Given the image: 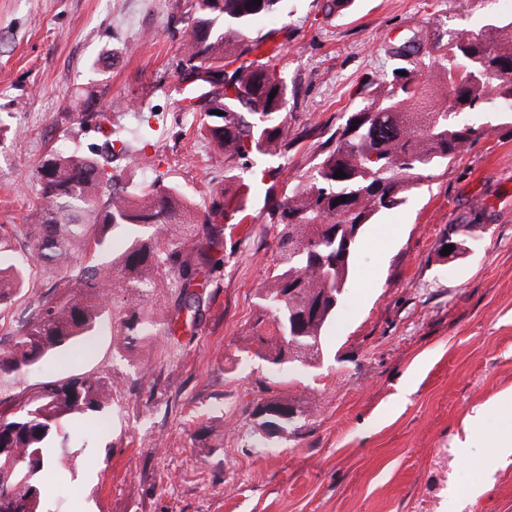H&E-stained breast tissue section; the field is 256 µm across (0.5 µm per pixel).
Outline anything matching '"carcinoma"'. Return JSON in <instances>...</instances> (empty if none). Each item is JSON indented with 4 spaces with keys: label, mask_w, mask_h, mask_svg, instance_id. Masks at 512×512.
<instances>
[{
    "label": "carcinoma",
    "mask_w": 512,
    "mask_h": 512,
    "mask_svg": "<svg viewBox=\"0 0 512 512\" xmlns=\"http://www.w3.org/2000/svg\"><path fill=\"white\" fill-rule=\"evenodd\" d=\"M281 2L192 3L194 26L177 64L180 78L189 80L190 103L179 111L199 115L226 182L239 179L249 155L283 156L296 141L288 129V85L273 64L280 46L268 56L263 51L275 33L252 36L255 22L279 13ZM433 29L426 47L408 52L406 39L389 45L387 54L402 65L364 80L368 95L336 128L334 148L270 207L278 252L257 299L274 334L258 330L255 339L271 366L288 365L289 342L281 337L295 327L305 357L316 362L324 354V332L353 259L336 260V226L365 225L398 207L416 181L464 151L477 129L452 115L512 102V16L492 14L479 28L461 31L439 16ZM131 152L128 141L115 137L103 155L51 152L38 166L39 205L29 236L35 262L60 275L64 292L38 304L0 355V512H47L60 482L56 454L67 452V435L60 434L65 419L102 415L113 386L82 373L41 382L25 394L14 391L17 381L45 357L88 340L114 312L126 340L175 334L178 319L157 329L146 310L158 278L171 273L184 289L207 287L196 277L220 263L212 256L224 233L216 218L249 207V197L232 202L216 190L201 212L179 185L158 177L133 191L110 188L115 177L106 158ZM338 171L346 177H335ZM486 229L473 219L453 240L465 244ZM14 233L0 225V302L32 282L29 267L11 260ZM117 237L126 243L118 254L112 249Z\"/></svg>",
    "instance_id": "carcinoma-1"
}]
</instances>
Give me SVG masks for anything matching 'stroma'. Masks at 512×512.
I'll return each instance as SVG.
<instances>
[{"instance_id":"35a3bbf8","label":"stroma","mask_w":512,"mask_h":512,"mask_svg":"<svg viewBox=\"0 0 512 512\" xmlns=\"http://www.w3.org/2000/svg\"><path fill=\"white\" fill-rule=\"evenodd\" d=\"M283 0L256 34L287 27L278 63L300 107L301 136L283 157L249 158L233 191L252 199L225 222L221 267L200 308L175 336L129 341L109 320L89 347L51 356L18 389L69 374L114 379L104 416L70 420L72 446L57 465L66 485L54 512H512V458L485 472L486 449L458 441L476 410L512 394V112L459 114L475 140L418 181L403 204L365 226L325 352L314 372L259 359L257 292L276 257L266 190L282 196L323 154L360 100L366 75L391 71L401 32L430 33L435 17L479 27L496 0ZM189 0H0V224L27 229L38 205L34 170L48 152L100 145L125 131L137 163L115 161L130 189L162 177L198 206L224 186L212 146L179 112L175 70L193 28ZM132 108L116 112L115 98ZM487 231L443 259L449 225ZM57 280L33 269L27 292L0 303V352ZM306 427L293 439L251 430L256 403L299 395ZM486 483L476 497L463 487Z\"/></svg>"}]
</instances>
